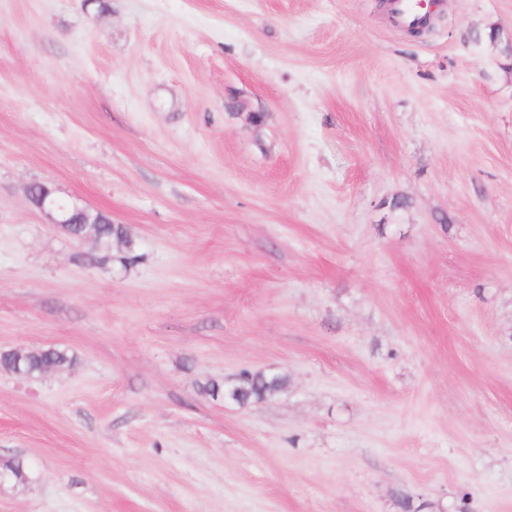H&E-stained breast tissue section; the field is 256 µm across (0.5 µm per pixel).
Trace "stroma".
Here are the masks:
<instances>
[{
    "label": "stroma",
    "instance_id": "35a3bbf8",
    "mask_svg": "<svg viewBox=\"0 0 512 512\" xmlns=\"http://www.w3.org/2000/svg\"><path fill=\"white\" fill-rule=\"evenodd\" d=\"M46 347L0 512H512V0H0V353ZM37 187V189H36ZM29 200L36 206L53 226L68 230L70 225L88 224L85 229L87 237L100 243L108 242L112 236L126 238L122 226L112 225L110 221L105 224L90 222L91 211L76 199L62 206L57 198L56 190L44 183H34L28 188ZM239 392V400L232 401L244 406L252 401H262L272 394L286 389L287 380L279 375L267 376L263 373H243L239 380L233 383Z\"/></svg>",
    "mask_w": 512,
    "mask_h": 512
}]
</instances>
